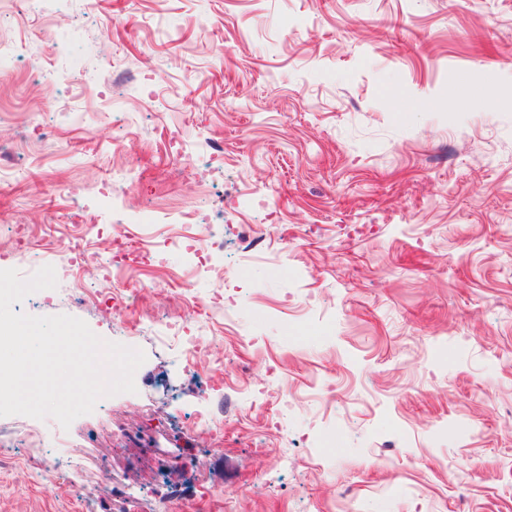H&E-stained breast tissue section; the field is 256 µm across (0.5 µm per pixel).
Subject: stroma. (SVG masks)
Instances as JSON below:
<instances>
[{"instance_id": "stroma-1", "label": "stroma", "mask_w": 512, "mask_h": 512, "mask_svg": "<svg viewBox=\"0 0 512 512\" xmlns=\"http://www.w3.org/2000/svg\"><path fill=\"white\" fill-rule=\"evenodd\" d=\"M0 43V269L57 279L13 310L146 355L67 429L95 512H512V0H8ZM72 234L164 264L110 314ZM60 429L0 417L20 457ZM68 480L0 466V512H83ZM60 249L71 255V267L76 273L85 266L98 263V257L81 247L79 238L66 239L60 242Z\"/></svg>"}]
</instances>
